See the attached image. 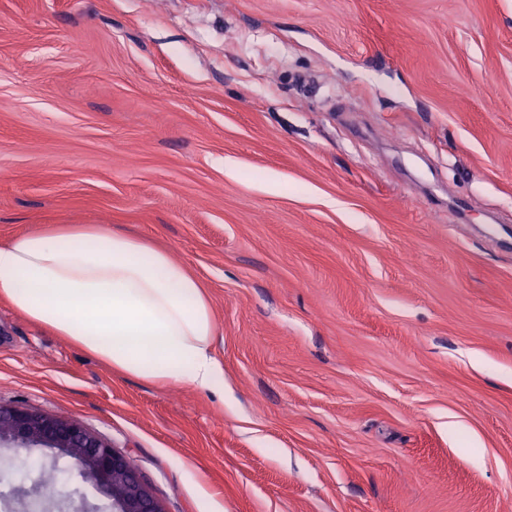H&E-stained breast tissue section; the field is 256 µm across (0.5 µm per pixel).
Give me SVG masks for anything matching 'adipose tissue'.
Segmentation results:
<instances>
[{
	"instance_id": "ef3b65f1",
	"label": "adipose tissue",
	"mask_w": 512,
	"mask_h": 512,
	"mask_svg": "<svg viewBox=\"0 0 512 512\" xmlns=\"http://www.w3.org/2000/svg\"><path fill=\"white\" fill-rule=\"evenodd\" d=\"M0 297L125 374L224 387L199 281L143 239L95 224L17 236L0 245Z\"/></svg>"
}]
</instances>
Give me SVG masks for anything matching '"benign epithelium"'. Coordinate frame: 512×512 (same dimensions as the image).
<instances>
[{"label": "benign epithelium", "instance_id": "benign-epithelium-1", "mask_svg": "<svg viewBox=\"0 0 512 512\" xmlns=\"http://www.w3.org/2000/svg\"><path fill=\"white\" fill-rule=\"evenodd\" d=\"M0 448H47L70 458L83 478L112 501V512H164L132 460L73 417L0 403ZM34 502L49 507L38 481L15 487L4 507L28 512Z\"/></svg>", "mask_w": 512, "mask_h": 512}]
</instances>
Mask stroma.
<instances>
[{
    "label": "stroma",
    "instance_id": "35a3bbf8",
    "mask_svg": "<svg viewBox=\"0 0 512 512\" xmlns=\"http://www.w3.org/2000/svg\"><path fill=\"white\" fill-rule=\"evenodd\" d=\"M58 224L188 269L224 391L0 298V402L78 419L165 512L512 506V0H0V244Z\"/></svg>",
    "mask_w": 512,
    "mask_h": 512
}]
</instances>
